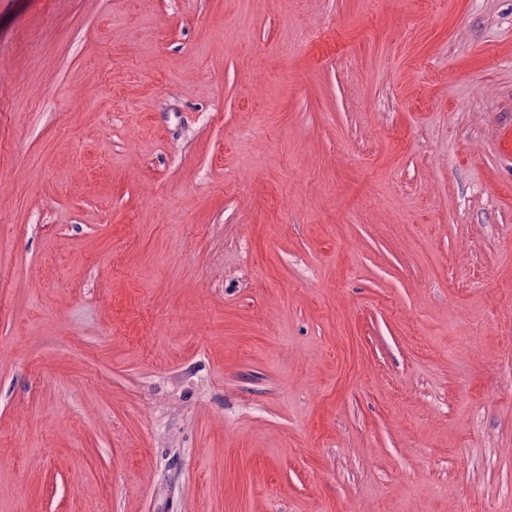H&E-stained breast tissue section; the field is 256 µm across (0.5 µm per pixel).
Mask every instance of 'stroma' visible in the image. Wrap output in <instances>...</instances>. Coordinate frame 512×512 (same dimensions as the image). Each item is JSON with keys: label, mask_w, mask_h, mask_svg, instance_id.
I'll return each instance as SVG.
<instances>
[{"label": "stroma", "mask_w": 512, "mask_h": 512, "mask_svg": "<svg viewBox=\"0 0 512 512\" xmlns=\"http://www.w3.org/2000/svg\"><path fill=\"white\" fill-rule=\"evenodd\" d=\"M0 512H512V0H0Z\"/></svg>", "instance_id": "1"}]
</instances>
